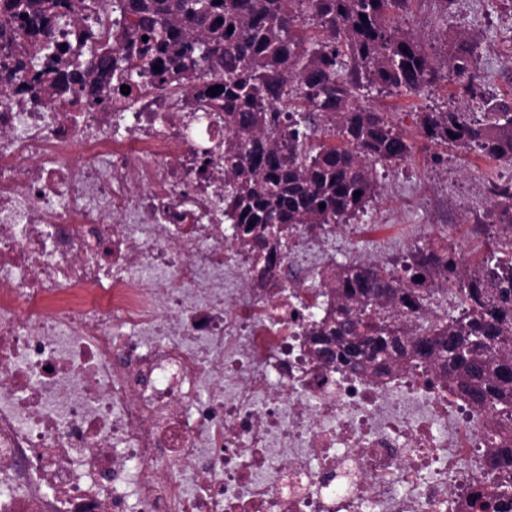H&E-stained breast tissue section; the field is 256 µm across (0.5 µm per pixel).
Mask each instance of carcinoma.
Wrapping results in <instances>:
<instances>
[{"label":"carcinoma","instance_id":"cac0c4a2","mask_svg":"<svg viewBox=\"0 0 512 512\" xmlns=\"http://www.w3.org/2000/svg\"><path fill=\"white\" fill-rule=\"evenodd\" d=\"M59 2L0 0V29L19 23L32 32ZM102 2L129 23L126 56L105 55L107 79L94 92L136 87L126 65L135 53L151 81L192 90L224 112V219L261 279L292 230L346 223L377 193L374 166L412 156L414 143L387 113L361 103L364 92L418 95L444 67L467 79L465 94H481L466 40H452L441 66L392 24L409 0ZM420 130L433 145L512 160V101L490 103L484 122L424 112ZM492 193L488 224L512 235V184ZM328 278L325 314L309 331L319 359L377 372L396 361L434 366L456 394L512 425V256L463 274L455 247L432 240L390 270L336 262ZM443 281L459 282L460 307L430 321L425 310ZM484 477L491 486L471 498L473 512H512V446L489 449Z\"/></svg>","mask_w":512,"mask_h":512}]
</instances>
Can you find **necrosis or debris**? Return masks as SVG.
<instances>
[{
  "instance_id": "1",
  "label": "necrosis or debris",
  "mask_w": 512,
  "mask_h": 512,
  "mask_svg": "<svg viewBox=\"0 0 512 512\" xmlns=\"http://www.w3.org/2000/svg\"><path fill=\"white\" fill-rule=\"evenodd\" d=\"M122 18L67 0L0 30V512H468L485 412L433 369L310 353L327 297L293 230L265 287L224 234V115L97 80ZM27 54H19L18 43Z\"/></svg>"
}]
</instances>
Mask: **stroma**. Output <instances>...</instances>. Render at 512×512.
<instances>
[{
	"label": "stroma",
	"mask_w": 512,
	"mask_h": 512,
	"mask_svg": "<svg viewBox=\"0 0 512 512\" xmlns=\"http://www.w3.org/2000/svg\"><path fill=\"white\" fill-rule=\"evenodd\" d=\"M393 22L437 58L446 38H466L475 51L473 75L483 93L463 94L452 78L417 96L370 92L366 104L389 113L414 142V153L398 164L376 165V197L345 224L344 241L325 252L319 264L369 262L388 269L427 237L442 235L471 269L496 250L480 226L494 200L493 185L512 183V161L492 160L476 149L433 146L421 136L418 116L437 109L479 118L487 99L512 98V0H457L449 13L441 0H409Z\"/></svg>",
	"instance_id": "35a3bbf8"
}]
</instances>
